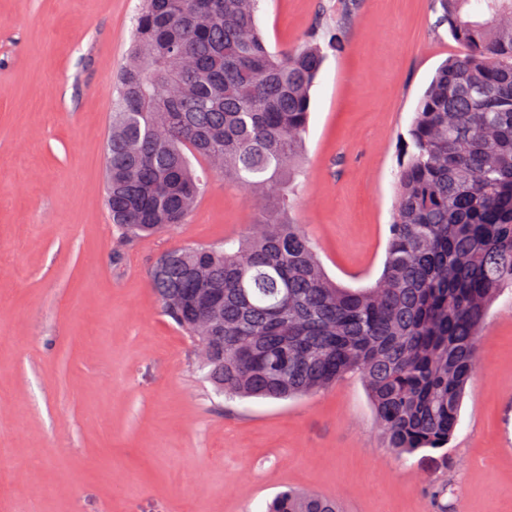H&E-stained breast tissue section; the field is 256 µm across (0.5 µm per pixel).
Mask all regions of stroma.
<instances>
[{"instance_id":"obj_1","label":"stroma","mask_w":512,"mask_h":512,"mask_svg":"<svg viewBox=\"0 0 512 512\" xmlns=\"http://www.w3.org/2000/svg\"><path fill=\"white\" fill-rule=\"evenodd\" d=\"M264 0L270 50L334 28L291 216L328 275H380L417 103L464 48L431 0ZM141 0H0V512H263L287 489L343 512H512V289L477 342L447 457L386 448L351 375L225 402L150 284L179 245L242 235L261 199L209 174L186 223L117 249L112 102ZM447 480L434 500L430 482Z\"/></svg>"}]
</instances>
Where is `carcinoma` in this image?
I'll list each match as a JSON object with an SVG mask.
<instances>
[{
  "mask_svg": "<svg viewBox=\"0 0 512 512\" xmlns=\"http://www.w3.org/2000/svg\"><path fill=\"white\" fill-rule=\"evenodd\" d=\"M467 52L421 96L396 174L381 276H328L287 217L325 54L316 38L272 51L261 0H143L120 76L105 163L118 247L183 224L206 182L191 159L260 191L269 209L241 238L181 246L151 278L162 311L192 338L228 400H288L349 374L365 383L387 447L446 453L477 336L512 286V0H435ZM190 265L224 288V332L170 300ZM266 512H338L314 492Z\"/></svg>",
  "mask_w": 512,
  "mask_h": 512,
  "instance_id": "carcinoma-1",
  "label": "carcinoma"
}]
</instances>
